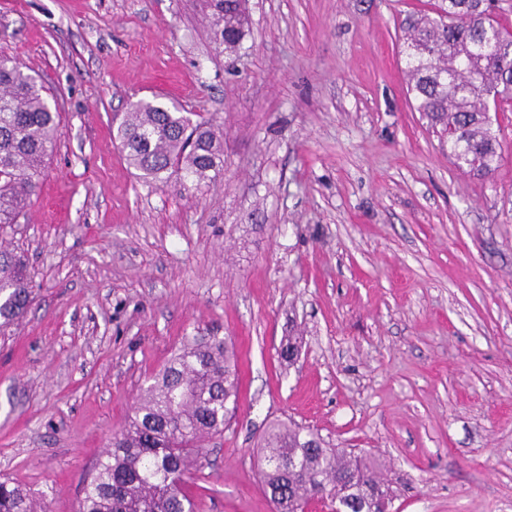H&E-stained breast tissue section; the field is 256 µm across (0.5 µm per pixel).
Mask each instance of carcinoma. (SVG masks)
I'll list each match as a JSON object with an SVG mask.
<instances>
[{
	"label": "carcinoma",
	"instance_id": "cac0c4a2",
	"mask_svg": "<svg viewBox=\"0 0 512 512\" xmlns=\"http://www.w3.org/2000/svg\"><path fill=\"white\" fill-rule=\"evenodd\" d=\"M438 17L408 19L403 53L409 91L458 167L487 176L501 155L489 99L512 100V34L487 15L494 0H443ZM213 40L233 52L246 36V0H205ZM57 113L46 88L0 53V232L18 223L57 146ZM125 158L139 178L163 184L176 175L198 183L224 173V130L192 122L178 107L137 102L116 129ZM0 323L23 316L30 282L21 257L0 250ZM239 378L229 336H188L164 369L142 389L122 429L113 435L83 486L78 512H195L185 475L198 462L196 445L224 432L236 409ZM261 482L275 512H305L324 488L349 473L326 507L371 512L374 499L393 501L376 462L327 448L298 425L276 423L262 438ZM0 512H39L30 493L0 481Z\"/></svg>",
	"mask_w": 512,
	"mask_h": 512
}]
</instances>
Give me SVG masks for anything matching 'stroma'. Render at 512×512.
Here are the masks:
<instances>
[{"mask_svg":"<svg viewBox=\"0 0 512 512\" xmlns=\"http://www.w3.org/2000/svg\"><path fill=\"white\" fill-rule=\"evenodd\" d=\"M440 3L249 0L229 56L200 0H0V53L59 114L0 237L33 285L0 327V479L76 512L147 378L215 331L240 393L187 478L198 512H272L275 420L379 459L396 512H512V103L496 171L458 168L401 52ZM140 100L222 124L223 177L142 182L112 137Z\"/></svg>","mask_w":512,"mask_h":512,"instance_id":"35a3bbf8","label":"stroma"}]
</instances>
